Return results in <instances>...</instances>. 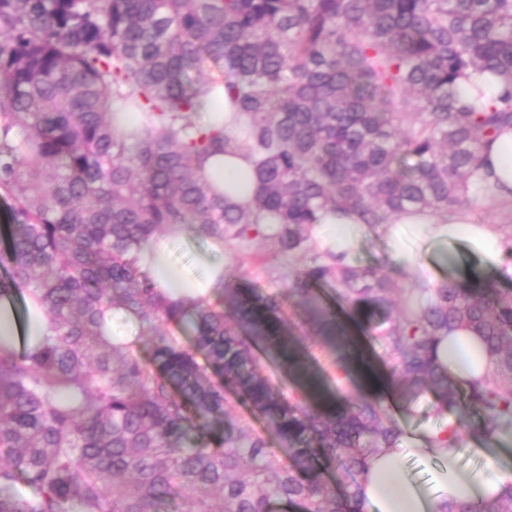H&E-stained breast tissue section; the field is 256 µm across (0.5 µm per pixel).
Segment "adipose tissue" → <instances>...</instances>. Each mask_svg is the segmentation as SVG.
Here are the masks:
<instances>
[{
  "label": "adipose tissue",
  "mask_w": 512,
  "mask_h": 512,
  "mask_svg": "<svg viewBox=\"0 0 512 512\" xmlns=\"http://www.w3.org/2000/svg\"><path fill=\"white\" fill-rule=\"evenodd\" d=\"M486 170L499 198L512 200V130H504L482 152ZM238 182L235 198L249 202L256 183L252 167L244 153L212 159L207 168L209 180L220 182L225 176ZM365 226L357 214L326 216L313 230L317 247L350 262L352 249L363 236ZM392 246L394 263L413 270L425 284H433L436 268L423 258L424 253H452L458 246L476 258L480 269L512 277L503 239L494 225L465 224L457 218L441 221L426 214H401L385 227ZM170 243L152 241L140 252L141 266L147 270L160 292L173 301L191 305L213 299L223 282V262L204 259L201 275L190 276L174 267L169 260ZM44 315L29 309L26 321H19L10 299L0 300V340L10 341L12 348H31L47 332ZM436 354L451 382L462 384L471 376L484 372L486 356L478 339L468 330L458 329L441 337ZM446 427L427 429V441L413 448L414 456L437 461L430 487L412 482L403 467L404 452L399 448H382L368 459L362 478V494L367 512H447L458 502L497 498L512 492V464H495L489 473L463 469L459 453L448 448H433L429 439L446 434Z\"/></svg>",
  "instance_id": "1"
}]
</instances>
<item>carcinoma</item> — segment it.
Wrapping results in <instances>:
<instances>
[{
    "label": "carcinoma",
    "mask_w": 512,
    "mask_h": 512,
    "mask_svg": "<svg viewBox=\"0 0 512 512\" xmlns=\"http://www.w3.org/2000/svg\"><path fill=\"white\" fill-rule=\"evenodd\" d=\"M207 61L221 71L204 81ZM504 127L512 0H0V298L26 292L49 326L38 349L0 348V512H365L366 461L397 421L361 389L322 399L279 294L227 281L190 310L162 298L136 254L176 225L241 244L275 218L274 247L307 258L288 297L340 336L316 293L336 282L390 352L393 393L457 411L444 447L512 428V294L481 274L427 287L336 265L310 235L336 211L457 214L492 194L470 178ZM234 151L259 181L248 208L204 176ZM109 309L140 335L103 336ZM186 323L189 346L172 333ZM458 327L488 352L464 386L432 357ZM258 343L295 395L258 371ZM226 387L293 443L288 461L234 419ZM453 512H512V494Z\"/></svg>",
    "instance_id": "cac0c4a2"
}]
</instances>
